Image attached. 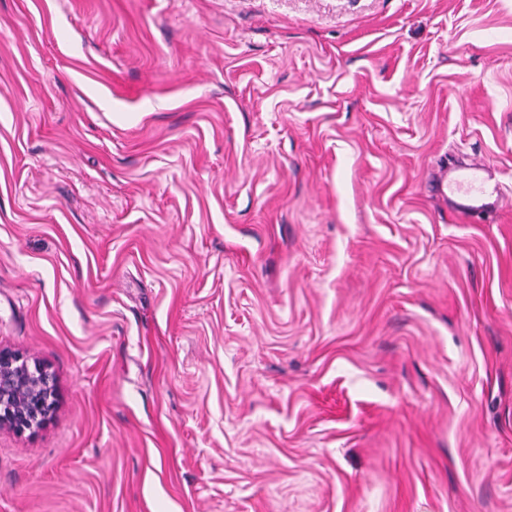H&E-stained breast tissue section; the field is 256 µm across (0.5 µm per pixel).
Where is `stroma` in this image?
Masks as SVG:
<instances>
[{"instance_id": "35a3bbf8", "label": "stroma", "mask_w": 512, "mask_h": 512, "mask_svg": "<svg viewBox=\"0 0 512 512\" xmlns=\"http://www.w3.org/2000/svg\"><path fill=\"white\" fill-rule=\"evenodd\" d=\"M0 347V512H512V0H0ZM450 195L457 196V209L462 214L501 207L503 196L496 186L489 188L486 178L479 168L472 167L442 183ZM464 188V189H463ZM57 400V381L37 358L0 348V429L24 432L44 426Z\"/></svg>"}]
</instances>
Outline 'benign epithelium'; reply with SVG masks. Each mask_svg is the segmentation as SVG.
Listing matches in <instances>:
<instances>
[{"label": "benign epithelium", "instance_id": "7a95c632", "mask_svg": "<svg viewBox=\"0 0 512 512\" xmlns=\"http://www.w3.org/2000/svg\"><path fill=\"white\" fill-rule=\"evenodd\" d=\"M57 400V381L37 358L0 348V429L15 432L44 426Z\"/></svg>", "mask_w": 512, "mask_h": 512}]
</instances>
